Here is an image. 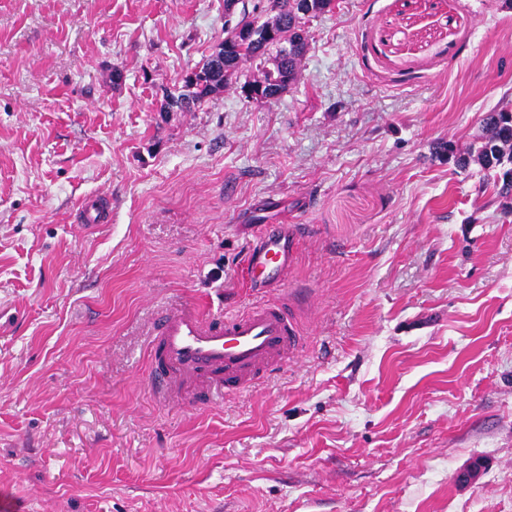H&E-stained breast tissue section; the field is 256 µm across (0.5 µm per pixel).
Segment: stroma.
<instances>
[{
    "mask_svg": "<svg viewBox=\"0 0 512 512\" xmlns=\"http://www.w3.org/2000/svg\"><path fill=\"white\" fill-rule=\"evenodd\" d=\"M225 26L0 0V512H512V203L436 152L512 110V0H336L279 99L162 111ZM263 224L298 232L265 296L306 352L158 406L156 315L255 302ZM80 219L88 228L112 221V200L106 196L94 195L87 197L80 207Z\"/></svg>",
    "mask_w": 512,
    "mask_h": 512,
    "instance_id": "35a3bbf8",
    "label": "stroma"
}]
</instances>
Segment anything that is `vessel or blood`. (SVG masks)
I'll return each instance as SVG.
<instances>
[{
  "mask_svg": "<svg viewBox=\"0 0 512 512\" xmlns=\"http://www.w3.org/2000/svg\"><path fill=\"white\" fill-rule=\"evenodd\" d=\"M82 224L94 228L112 220V200L87 197ZM292 261L287 230L260 232L250 254L251 285L262 288L285 280ZM297 319L284 302H258L246 311L207 315L195 302L162 312L149 340L153 395L164 405L178 403L191 388L197 403L247 390L257 380L303 351Z\"/></svg>",
  "mask_w": 512,
  "mask_h": 512,
  "instance_id": "1",
  "label": "vessel or blood"
}]
</instances>
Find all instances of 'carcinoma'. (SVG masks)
I'll use <instances>...</instances> for the list:
<instances>
[{
  "label": "carcinoma",
  "instance_id": "1",
  "mask_svg": "<svg viewBox=\"0 0 512 512\" xmlns=\"http://www.w3.org/2000/svg\"><path fill=\"white\" fill-rule=\"evenodd\" d=\"M275 2L277 9L254 16L255 35L259 39L241 45L236 29L226 31L224 41L185 77L183 84L166 91L161 111H191L205 99L231 86L238 80L241 69L254 62L262 68L253 84L270 95L280 96L295 79L306 54V22L331 11L332 0ZM477 139L478 147L473 153H461L451 143L442 144L439 149L447 152L461 169L475 163L484 179L496 176L494 185L498 187V194L511 197L512 179H507V175L512 173V119H506L502 110L484 113Z\"/></svg>",
  "mask_w": 512,
  "mask_h": 512
}]
</instances>
